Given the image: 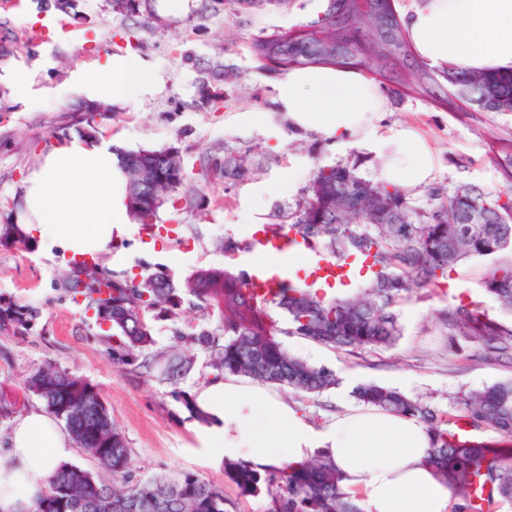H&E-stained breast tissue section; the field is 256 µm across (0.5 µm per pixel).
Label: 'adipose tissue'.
<instances>
[{
  "mask_svg": "<svg viewBox=\"0 0 512 512\" xmlns=\"http://www.w3.org/2000/svg\"><path fill=\"white\" fill-rule=\"evenodd\" d=\"M405 26L418 55L433 68L512 70V0H413ZM160 82L158 72L139 57H110L77 65L55 89L53 102L79 98L132 107ZM276 105L296 128L342 146L390 153L385 180L411 190L431 175L430 151L411 130L378 134L372 121L386 111L387 100L359 72L331 66L291 71L276 85ZM15 220L43 256L58 250L112 253L134 227L123 167L111 142L75 137L42 151L39 166L22 183ZM195 398L211 419L197 430V441L213 461L243 460L262 470L323 452L341 471L343 491L358 496L363 512H451L454 506L451 491L427 462L431 435L413 417L361 406L318 430L296 406L268 402L265 393L231 377L209 380ZM70 456L68 436L46 411L34 408L15 419L0 450V512L31 505Z\"/></svg>",
  "mask_w": 512,
  "mask_h": 512,
  "instance_id": "1",
  "label": "adipose tissue"
}]
</instances>
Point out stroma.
Here are the masks:
<instances>
[{"instance_id":"35a3bbf8","label":"stroma","mask_w":512,"mask_h":512,"mask_svg":"<svg viewBox=\"0 0 512 512\" xmlns=\"http://www.w3.org/2000/svg\"><path fill=\"white\" fill-rule=\"evenodd\" d=\"M157 0H140L138 14L112 13L107 0H78L80 18L68 19L69 33L48 27L55 11L40 12L38 0H24L22 9H0V22L18 37L17 44L0 50V221L19 202L22 182L37 165L46 147L62 140L79 99L67 104L32 110L10 99L11 73L31 75L32 94L51 98L54 88L74 64L105 55L135 54L152 64L161 76L156 91L133 108H112L97 118L96 134L110 138L121 150L177 148L188 166H198L207 153L247 160L248 174L231 181L217 176L200 182L202 207L178 202L165 205L160 224L170 236L153 239L151 232L136 231L121 246L122 254L136 257L137 269L164 265L175 277L224 267L217 244L234 234L245 216L259 211L264 223L288 224L298 212L316 165L344 163L371 182L381 180L383 157L352 147L338 149L322 137L293 130L285 113L276 109L277 74L261 69L250 44L257 36L306 22L324 8L323 0H290L288 7L230 10L209 8V0H190L186 14L159 16ZM238 72L236 81L217 77L215 62ZM216 87L222 98L217 106L199 108L196 92L202 82ZM388 108L376 122L380 134L407 128L428 146L433 170L427 183L414 193L425 203L430 188L453 190L467 182L495 193L504 181L505 159L498 136L512 130V114L490 113L474 119L402 91L396 84L382 85ZM252 110L265 122L264 129L244 131L242 111ZM306 171L292 191H274L287 181L294 166ZM488 259L472 257L454 273V292L466 293L491 315L502 311L489 299L481 282ZM68 267V257L46 258L38 251L0 246V295L39 309L40 317L27 335L0 331V403L11 406L12 417H0V434L9 431L13 416L39 405L27 388L30 375L45 363L71 371L95 386L123 433L130 450V468L137 477L160 472H191L223 488L228 512H267L266 495H241L225 475L223 463L210 461L197 450L198 421L189 417L174 392H194L211 373L209 360L198 355L192 371L178 384L117 368L100 343V330L80 306L57 286ZM449 295L433 289L412 292L396 309L400 334L394 344L378 348L334 349L299 336L283 337L288 352L308 363L335 372L338 379L393 387L407 396L428 401L436 409L459 416V399L497 382L512 378V363L484 359L478 346H450L436 314L450 303ZM266 393L301 407L315 428L329 424L347 407L338 389L320 394H294L266 386Z\"/></svg>"}]
</instances>
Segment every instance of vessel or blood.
<instances>
[{"mask_svg":"<svg viewBox=\"0 0 512 512\" xmlns=\"http://www.w3.org/2000/svg\"><path fill=\"white\" fill-rule=\"evenodd\" d=\"M253 261L248 274L252 294L276 299L282 289L300 283L313 289L347 287L354 279L372 277L369 259L362 256L340 262L315 242L286 224H259L249 240Z\"/></svg>","mask_w":512,"mask_h":512,"instance_id":"obj_1","label":"vessel or blood"}]
</instances>
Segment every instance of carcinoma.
Wrapping results in <instances>:
<instances>
[{"instance_id": "cac0c4a2", "label": "carcinoma", "mask_w": 512, "mask_h": 512, "mask_svg": "<svg viewBox=\"0 0 512 512\" xmlns=\"http://www.w3.org/2000/svg\"><path fill=\"white\" fill-rule=\"evenodd\" d=\"M354 2L326 0L315 18L258 36L251 43L253 58L277 74L313 65L358 69L377 80L389 73L403 90L444 108L512 114V71L450 68L442 72L444 87L418 59L395 0H371L372 10L365 15L354 13ZM219 102L209 84L199 86V106ZM123 168L131 218L151 230L160 209L188 181L184 158L172 148L130 150L124 152ZM202 171L234 180L246 173L242 159L216 155L207 158ZM502 176L506 186L498 193L473 184L448 194L434 187L426 204L417 205L412 193L366 180L347 164L316 166L292 226L339 257L364 253L377 267L376 277L346 298L328 299L296 284L265 303L249 294L246 273L231 264L183 280L165 271L130 280L94 263L66 270L60 286L72 299L82 298L98 324H110L101 341L120 369L172 383L193 367L180 348H194L210 358L215 378L244 376L296 394H319L336 386L335 373L290 355L279 337L300 336L333 348L389 346L400 335L395 308L415 288L448 284L450 273L469 257L491 259L482 288L501 310L512 312V256L499 257L512 253V165L502 169ZM0 245L33 248L10 216L0 224ZM273 308L282 311L286 323L270 314ZM215 309L219 326H186L189 311ZM38 318V310L0 299V329L25 334ZM437 320L451 344L476 342L488 354L512 357V322L490 315L478 302L460 296L438 311ZM159 321L170 324L174 341L164 350L155 348L153 338V324ZM28 388L110 478L62 463L47 490L22 512H227L224 491L195 474L132 475L125 437L90 383L47 366L29 377ZM176 395L191 418L208 422L192 395ZM354 397L426 425L433 436L428 462L462 501L460 512H481L480 493L486 489L499 502L512 503V379L462 398L471 427L494 430L502 442L498 448L460 441L445 413L394 388L361 384ZM224 473L245 496L265 493L267 512H363L343 492L336 467L324 455L264 472L242 460H226Z\"/></svg>"}]
</instances>
